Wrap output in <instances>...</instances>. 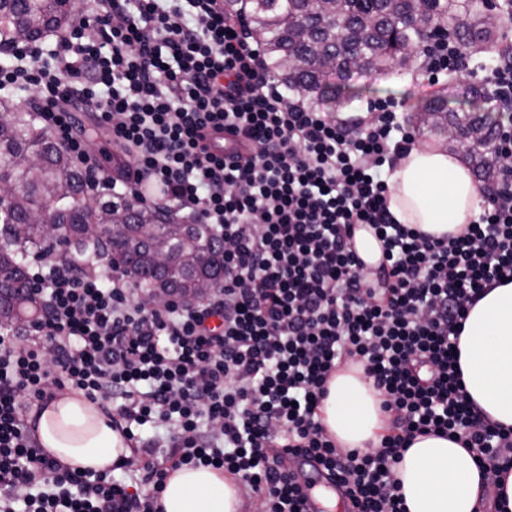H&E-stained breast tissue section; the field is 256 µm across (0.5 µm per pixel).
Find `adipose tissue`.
<instances>
[{
	"mask_svg": "<svg viewBox=\"0 0 512 512\" xmlns=\"http://www.w3.org/2000/svg\"><path fill=\"white\" fill-rule=\"evenodd\" d=\"M389 209L430 235L456 231L476 215L480 199L469 167L455 153L412 149L393 171ZM459 364L471 401L493 421L512 427V282L469 308L459 339ZM322 423L344 448L378 445L385 427L378 391L362 367L336 372L322 404ZM42 448L79 470L105 472L132 453L97 405L64 393L36 414ZM406 512H477L482 472L471 452L448 437L419 436L396 468ZM163 512H240L234 479L210 467H181L161 493Z\"/></svg>",
	"mask_w": 512,
	"mask_h": 512,
	"instance_id": "ef3b65f1",
	"label": "adipose tissue"
}]
</instances>
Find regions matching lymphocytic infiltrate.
<instances>
[{
  "instance_id": "lymphocytic-infiltrate-1",
  "label": "lymphocytic infiltrate",
  "mask_w": 512,
  "mask_h": 512,
  "mask_svg": "<svg viewBox=\"0 0 512 512\" xmlns=\"http://www.w3.org/2000/svg\"><path fill=\"white\" fill-rule=\"evenodd\" d=\"M0 91H37L38 120L86 167V187L159 206L223 242L224 279L201 299L146 300L133 276L33 257L42 310L0 332V512H160L170 471L217 466L263 512H303L291 461L322 467L352 512H406L408 442L441 433L483 471L512 468V430L467 397L457 340L470 306L512 280V53L485 81L497 112L481 211L434 239L396 220L388 173L415 133L388 98L356 123L281 89L224 0H86L47 43L8 48ZM430 82L462 70L446 37L422 50ZM97 112H89L90 103ZM89 112L116 163L92 161ZM230 137L209 151V130ZM369 225L383 257L353 248ZM362 364L388 425L378 447H339L321 423L331 377ZM98 404L137 469L71 470L28 415L59 392Z\"/></svg>"
}]
</instances>
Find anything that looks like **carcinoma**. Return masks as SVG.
<instances>
[{
	"mask_svg": "<svg viewBox=\"0 0 512 512\" xmlns=\"http://www.w3.org/2000/svg\"><path fill=\"white\" fill-rule=\"evenodd\" d=\"M61 0H0V36L13 42L67 26L71 12ZM224 9L242 16L263 43L269 70L294 93L325 95L327 77L382 73L393 64L411 65L422 33H451L463 49L494 43L486 30L488 0H224ZM423 123L442 117L453 126L458 143L467 145L479 180L493 177V132L484 114L449 111L444 104L422 106ZM0 181L13 186L0 203V313H12L0 326L18 332L37 317L39 302L27 275L29 258L65 245L64 254L91 268L104 256H120L142 288L195 298L199 284L223 279L221 244L201 224H183L164 209L137 206L119 195L91 198L85 175L57 146L34 113L0 106ZM42 212L54 225L29 222ZM152 224L156 239L169 247L168 267L157 266L154 250L139 240L137 225Z\"/></svg>",
	"mask_w": 512,
	"mask_h": 512,
	"instance_id": "cac0c4a2",
	"label": "carcinoma"
}]
</instances>
